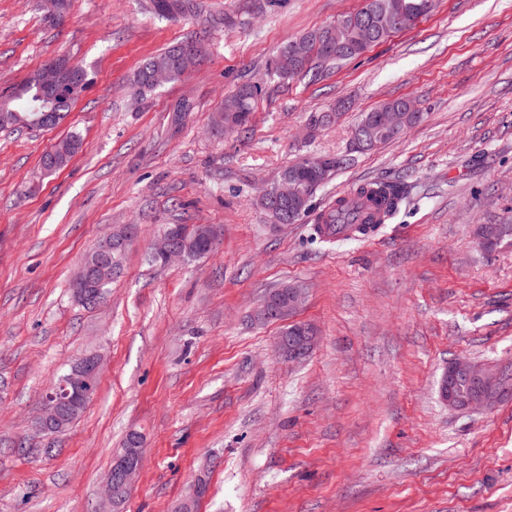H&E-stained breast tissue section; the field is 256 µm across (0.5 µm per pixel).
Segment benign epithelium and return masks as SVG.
Segmentation results:
<instances>
[{"label": "benign epithelium", "instance_id": "obj_1", "mask_svg": "<svg viewBox=\"0 0 512 512\" xmlns=\"http://www.w3.org/2000/svg\"><path fill=\"white\" fill-rule=\"evenodd\" d=\"M44 83L53 101V108L44 111L38 119V126L47 128L51 115L56 112V105L71 97L84 84L82 69L71 61L62 58L45 67ZM371 133L395 135L403 129L401 116L396 112H387L376 120L369 122ZM310 183L296 173L281 174L275 185L266 189L264 194L272 201L283 204L305 198ZM136 240V229L128 226L107 243L95 244L83 257L74 277L75 299L83 304L98 293V288L112 280V252L126 251ZM176 229L161 232L151 246L152 256L162 265L184 261L190 255V249L177 245ZM303 288L288 289L286 298L274 301L267 297L255 312V317L266 321L276 316L282 319L292 315L302 303ZM317 336H280L276 348L280 354L292 360L307 357L315 346ZM102 359L97 352L83 355L69 364L68 373L63 377V392L55 395H43L41 407L33 418L36 433L50 435L67 428L81 415L96 395L97 380L101 373ZM462 376L473 382L476 391L465 400V409H488L499 403L504 396L502 375L496 368L474 363L466 358H457L449 362L448 378ZM142 454V438L130 433L126 447L117 454L108 474L104 500L108 507L99 512H112L125 500L130 488L139 474Z\"/></svg>", "mask_w": 512, "mask_h": 512}]
</instances>
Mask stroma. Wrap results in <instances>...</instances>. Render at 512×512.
Segmentation results:
<instances>
[{
  "label": "stroma",
  "instance_id": "obj_1",
  "mask_svg": "<svg viewBox=\"0 0 512 512\" xmlns=\"http://www.w3.org/2000/svg\"><path fill=\"white\" fill-rule=\"evenodd\" d=\"M148 0H71L64 27L38 0H0V91L64 57L90 87L47 131L0 128V512H98L129 432L143 461L123 512H512V399L455 411L438 381L456 357L512 365V0H435L413 26L321 78L270 76L289 39L364 0H202L168 20ZM204 58L137 97L143 62L178 41ZM260 85L244 129L212 124L226 96ZM411 100L420 121L354 150L361 113ZM349 107L306 137L311 113ZM80 151L52 176L42 155ZM307 156H342L314 198L406 176L409 201L370 237L330 247L315 214L266 223L254 200ZM139 227L107 300L69 284L113 229ZM166 224H209L215 252L146 260ZM318 344L276 348L286 328L252 311L283 284ZM104 358L98 391L65 432L32 440L41 396L74 359ZM82 140L78 133H71L55 145V159L49 162V156H42L41 168L45 175H51L64 168L72 157L81 149Z\"/></svg>",
  "mask_w": 512,
  "mask_h": 512
}]
</instances>
